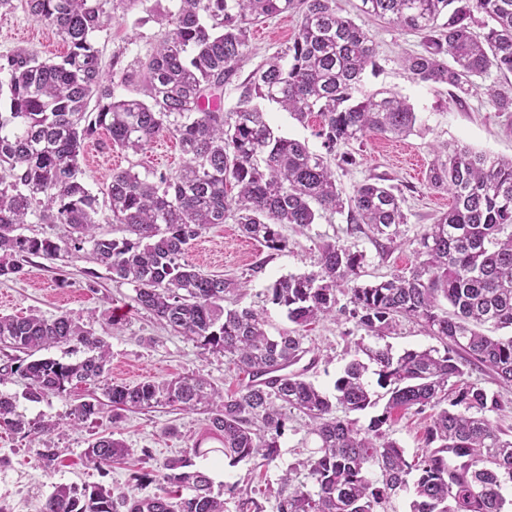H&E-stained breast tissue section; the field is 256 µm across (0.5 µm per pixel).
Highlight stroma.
I'll list each match as a JSON object with an SVG mask.
<instances>
[{"label": "stroma", "instance_id": "stroma-1", "mask_svg": "<svg viewBox=\"0 0 512 512\" xmlns=\"http://www.w3.org/2000/svg\"><path fill=\"white\" fill-rule=\"evenodd\" d=\"M357 0H338L343 15L369 30L378 48L380 68L366 73L369 89L401 92L413 104L420 123L416 133L403 140L370 137L351 142L345 150L354 157L351 165L337 169L336 181L344 193L366 181H384L404 199L403 209L408 222L402 225L396 243L378 246L345 216L324 214L318 223L285 228L288 249L272 255L258 242L247 238L233 218L207 229L193 243L190 261L200 270L244 283L246 293L237 303L247 306L263 303L268 330L271 334L287 329L289 322L282 308L264 299L273 281L290 273L315 270L318 246L325 240L362 251L365 255L360 283L367 284L408 268L416 260L415 249L420 237L436 217L447 212L451 198L448 193L429 188L427 176L434 159V147L459 144L492 154L512 157V112H498L489 104L485 89L466 96L463 102H453L447 87L414 82L401 67L404 55L421 51L422 37L401 30L387 21L358 14ZM299 19L283 14L257 23L251 33L252 54L241 67L249 73L263 57L269 56L292 42L298 32ZM163 28L148 23L132 28L130 22L119 21L100 32L96 41L102 52V66L111 69L113 59L130 64L136 57L145 56L160 38ZM55 42L57 51L66 52L50 26L34 20L24 0H14L11 12H0V55L24 47L39 59H51L53 52L46 42ZM268 119L280 134L304 142L310 150L321 152L317 135L321 119L310 115L298 122L288 112L271 105ZM171 137L156 140L144 152L133 154L112 146L106 130H98L89 140L80 159L83 181L92 191H100L109 183L117 169H134L143 176L156 173L169 175L179 171V164L166 165L157 159L162 147L171 144ZM417 158L418 168H411L409 158ZM25 273L17 279L0 278V294L11 297L10 303H0V315L25 316L38 313L52 318L70 315L80 322L90 323L97 335L110 345L109 376L114 382L130 386L146 381L171 379L193 371L203 373L216 387L236 388L243 375L236 365L220 353L197 347L169 328L160 325L152 315L137 307L133 286L113 282L110 273L98 267L88 252L53 262L31 258L24 266ZM122 319L112 324V312ZM377 339L358 330L346 317L316 323L308 331L305 345L309 352L300 366L305 377L325 391H333L334 383L344 366L360 357L361 346H377ZM25 381L11 376L0 391L19 395V410L32 421L55 420L70 408L68 398L50 395L37 403L23 400ZM431 422L429 412L407 411L396 415L389 436L413 459L425 449L424 435ZM208 421L199 411H178L160 407L153 411L129 412L118 423L101 418L95 428L77 427L74 430L51 434L50 441L59 451L52 467L40 465L38 444L21 435L0 430V512H36L39 503L58 486H102L116 491L127 487L132 472L142 473L136 489L139 497L161 494L157 471L166 459L184 456L187 448L205 434ZM114 432L132 450V466H113L98 470L84 465L81 456L93 432ZM311 434L308 419L296 410L289 411L280 438L277 458L266 467L242 461L224 464L221 474L210 472V456L193 458L195 470L211 475L214 492L227 500V512H234L231 492L262 490L261 502L265 512H275V494L283 474L294 481L304 480L306 458L318 446Z\"/></svg>", "mask_w": 512, "mask_h": 512}]
</instances>
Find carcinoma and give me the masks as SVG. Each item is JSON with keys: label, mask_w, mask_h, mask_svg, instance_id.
Listing matches in <instances>:
<instances>
[{"label": "carcinoma", "mask_w": 512, "mask_h": 512, "mask_svg": "<svg viewBox=\"0 0 512 512\" xmlns=\"http://www.w3.org/2000/svg\"><path fill=\"white\" fill-rule=\"evenodd\" d=\"M25 2L67 52L47 61L24 49L0 55V278L22 275L31 257L56 260L87 249L112 280L134 287L141 309L199 347L232 357L248 381L225 393L196 372L133 387L114 383L104 337L65 314L47 319L32 313L0 315V345L22 353L16 365L0 369V383L20 375L30 401L67 397L82 384L100 383L114 424L125 411L201 409L208 414V433L234 463L257 457L264 465L273 462L287 411L297 410L320 444L305 464L310 482L283 478L276 512H378L412 474L410 512H512V435L487 416L503 410L501 400L475 383L448 387L450 379L465 376L461 357L512 388V334L480 330L485 324L512 330V157L459 145L434 149L428 184L448 192L452 206L420 238L414 265L358 286L364 254L326 240L318 246L317 270L282 276L266 288L294 324L271 336L264 310L224 306L242 286L202 272L189 250L231 210L242 232L273 254L288 249L286 225L308 226L323 212L366 225L376 243L400 237L407 223L402 199L380 183L360 184L343 196L328 161L352 141L416 131L417 112L406 97L364 87L366 70L380 68L372 35L340 15L336 0H177L173 13L161 9V0ZM357 9L423 34V51L401 65L419 83L447 86L457 103L476 80L512 74V0H359ZM132 12V27L155 21L165 25L164 33L146 57L106 73L95 36ZM288 13L299 16L293 42L233 82L249 57L251 28ZM117 78L141 82L137 94L116 96ZM228 85L236 100L226 112ZM486 92L496 111L512 112V94L493 85ZM266 102L300 122L317 113L326 154L278 134L265 117ZM100 128L112 145L134 153L159 136H172L185 163L174 175L151 179L130 169L114 171L97 195L83 182L79 158ZM230 187L238 188L234 198ZM104 205L108 220L121 226L119 238L97 232ZM32 217L66 225L67 235H24ZM339 293L349 295L347 305L338 306ZM338 313L377 339L399 319L414 320L443 345L399 355L388 347L365 349L388 396L383 412L365 428L333 414V405L350 413L378 404L381 396L365 380L366 364H348L332 397L301 373H283L310 352L304 328ZM61 346L82 357H36ZM427 407L434 414L426 450L410 463L386 426L398 410ZM102 410L94 397L76 398L69 423L92 424ZM0 428L39 443L59 423L25 420L16 398L1 392ZM130 452L113 433L102 432L84 457L101 470L124 463ZM189 466L186 458L161 465L164 483L190 490L185 497L160 496L162 512H225L209 476ZM373 466L380 471L376 480ZM150 502L130 488L58 487L36 512H154Z\"/></svg>", "instance_id": "1"}]
</instances>
